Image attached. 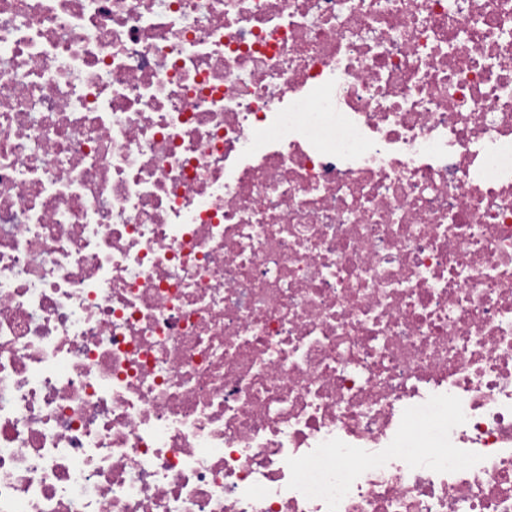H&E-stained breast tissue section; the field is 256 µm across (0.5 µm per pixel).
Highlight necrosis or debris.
<instances>
[{
  "label": "necrosis or debris",
  "instance_id": "1",
  "mask_svg": "<svg viewBox=\"0 0 512 512\" xmlns=\"http://www.w3.org/2000/svg\"><path fill=\"white\" fill-rule=\"evenodd\" d=\"M0 512H512V0H0Z\"/></svg>",
  "mask_w": 512,
  "mask_h": 512
}]
</instances>
